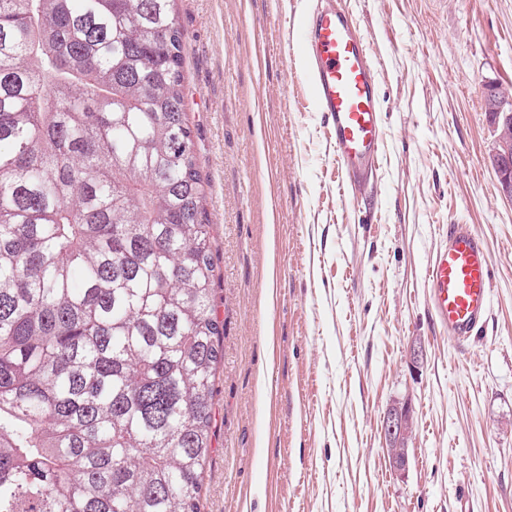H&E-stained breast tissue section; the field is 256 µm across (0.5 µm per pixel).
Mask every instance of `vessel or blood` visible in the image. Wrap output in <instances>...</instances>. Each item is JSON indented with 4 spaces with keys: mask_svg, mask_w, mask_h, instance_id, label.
Here are the masks:
<instances>
[{
    "mask_svg": "<svg viewBox=\"0 0 512 512\" xmlns=\"http://www.w3.org/2000/svg\"><path fill=\"white\" fill-rule=\"evenodd\" d=\"M302 50L304 80L324 115L342 182L363 186L386 136L376 99V68L366 44L346 14L328 4L311 12ZM426 283L436 323L456 341H469L491 309L492 268L483 237L470 225H449L447 243L431 261Z\"/></svg>",
    "mask_w": 512,
    "mask_h": 512,
    "instance_id": "vessel-or-blood-1",
    "label": "vessel or blood"
}]
</instances>
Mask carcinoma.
I'll list each match as a JSON object with an SVG mask.
<instances>
[{"label":"carcinoma","mask_w":512,"mask_h":512,"mask_svg":"<svg viewBox=\"0 0 512 512\" xmlns=\"http://www.w3.org/2000/svg\"><path fill=\"white\" fill-rule=\"evenodd\" d=\"M175 0H0V512H200L223 358Z\"/></svg>","instance_id":"obj_1"}]
</instances>
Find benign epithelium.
Here are the masks:
<instances>
[{
  "mask_svg": "<svg viewBox=\"0 0 512 512\" xmlns=\"http://www.w3.org/2000/svg\"><path fill=\"white\" fill-rule=\"evenodd\" d=\"M483 96L486 112L497 132L490 162L503 192L512 198V94L498 85L489 84L485 86ZM414 430L413 411L407 402L393 405L383 417L381 432L389 466L397 474L405 473L408 467V445Z\"/></svg>",
  "mask_w": 512,
  "mask_h": 512,
  "instance_id": "7a95c632",
  "label": "benign epithelium"
}]
</instances>
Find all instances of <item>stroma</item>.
I'll use <instances>...</instances> for the list:
<instances>
[{
  "label": "stroma",
  "instance_id": "stroma-1",
  "mask_svg": "<svg viewBox=\"0 0 512 512\" xmlns=\"http://www.w3.org/2000/svg\"><path fill=\"white\" fill-rule=\"evenodd\" d=\"M340 3L385 114L362 194L302 77L309 0H175L224 327L201 512H512V199L483 100L512 92V0ZM451 224L485 238L494 272L462 347L425 280ZM405 400L399 475L381 424Z\"/></svg>",
  "mask_w": 512,
  "mask_h": 512
}]
</instances>
